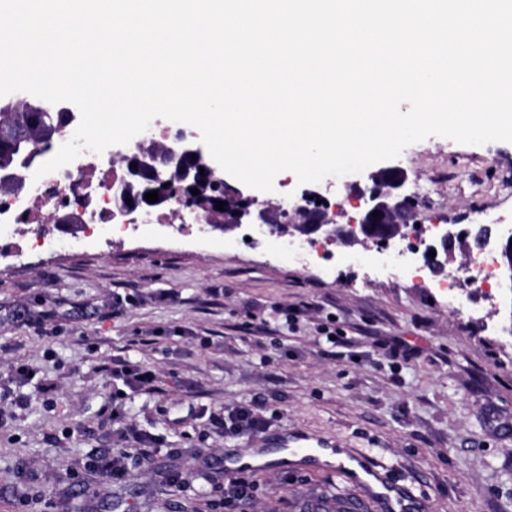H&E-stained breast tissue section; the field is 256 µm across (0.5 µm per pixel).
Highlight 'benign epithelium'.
I'll return each instance as SVG.
<instances>
[{
	"label": "benign epithelium",
	"instance_id": "1",
	"mask_svg": "<svg viewBox=\"0 0 512 512\" xmlns=\"http://www.w3.org/2000/svg\"><path fill=\"white\" fill-rule=\"evenodd\" d=\"M23 144L20 160L15 169L0 173V180L11 185L16 195L23 193L27 186L30 172L43 157L40 146L25 136H17ZM130 178L140 181L142 188L135 195L128 196L131 203L124 205L125 215L136 216L142 212L160 207L167 202L164 192L166 176L171 172L179 174L180 182L187 200H192L191 189L204 183L218 187V201L227 203L230 216L222 224H213L209 211H196L200 224L210 225L212 230L232 233L248 224L252 230L263 235L269 233L283 237L299 234L308 240L322 238L326 241H359L372 243L384 249L396 239L405 236V229L417 222L418 210L414 194L409 190L408 177L401 169L393 165H383L367 172L362 180L347 185V198L354 202L356 215L346 225L335 223L329 206L317 201L316 193L307 191L302 194L307 203L292 209L296 223L295 232L286 233L279 224L281 208H259L255 197L246 195L238 189L229 187L224 182L223 170L215 166L205 155L201 146L194 140V135H183L178 139V147L162 153L140 152L127 158ZM158 191L159 200L147 202L145 194ZM378 216H372V213ZM502 242V276L500 286L512 291V226L498 228ZM455 234L444 229L437 232V244L429 246L430 253L425 255L427 265L436 270L443 268L436 253H448V245Z\"/></svg>",
	"mask_w": 512,
	"mask_h": 512
}]
</instances>
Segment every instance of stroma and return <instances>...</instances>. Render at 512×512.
<instances>
[{
	"mask_svg": "<svg viewBox=\"0 0 512 512\" xmlns=\"http://www.w3.org/2000/svg\"><path fill=\"white\" fill-rule=\"evenodd\" d=\"M393 164L430 187L421 231L457 235L445 270L463 262L461 234L475 232L480 210L512 219V142L431 137ZM48 231L51 249L0 262V512H223L225 460L286 434L369 455L424 512H512V290L494 288L482 318L461 321L441 297L358 262L359 245L318 241L321 260L302 268L287 238L246 227ZM117 295L129 303L114 305ZM324 327L340 330L336 344ZM396 340L414 355L391 357ZM116 360L160 380L158 392L128 394L119 424L105 415ZM18 363L32 378L13 376ZM254 403L263 430L216 426ZM130 424L166 449L150 466L130 450ZM105 451L124 480L86 467ZM173 470L181 484L167 483ZM251 478L250 512H293L300 495L344 489L320 465L273 463Z\"/></svg>",
	"mask_w": 512,
	"mask_h": 512,
	"instance_id": "1",
	"label": "stroma"
}]
</instances>
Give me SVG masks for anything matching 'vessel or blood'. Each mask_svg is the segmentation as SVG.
<instances>
[{
    "label": "vessel or blood",
    "instance_id": "b4317fda",
    "mask_svg": "<svg viewBox=\"0 0 512 512\" xmlns=\"http://www.w3.org/2000/svg\"><path fill=\"white\" fill-rule=\"evenodd\" d=\"M334 472L350 484V492L336 496H305L299 501L297 512H372L373 504L401 505L410 499L407 489L388 483L384 484L381 492L370 491L367 482L356 476L344 463H337Z\"/></svg>",
    "mask_w": 512,
    "mask_h": 512
}]
</instances>
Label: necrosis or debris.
Masks as SVG:
<instances>
[{"mask_svg":"<svg viewBox=\"0 0 512 512\" xmlns=\"http://www.w3.org/2000/svg\"><path fill=\"white\" fill-rule=\"evenodd\" d=\"M139 149V140H131L109 162L87 151L61 169L29 181L23 198H15L8 191L1 192L0 239L18 238L20 225L28 224L37 229L36 242L48 244V236L40 233L39 228L52 223L54 214L59 212L74 215L84 233L95 224L112 226L115 214L123 205L126 159ZM426 249V241L415 235L407 241L405 256L377 251L364 255L363 260L384 270L401 269V284L441 293L448 300L449 313L465 315L474 297L487 293L491 287L496 268L494 242L468 251L456 271L441 279L421 264L420 256Z\"/></svg>","mask_w":512,"mask_h":512,"instance_id":"4bbe7bcc","label":"necrosis or debris"}]
</instances>
